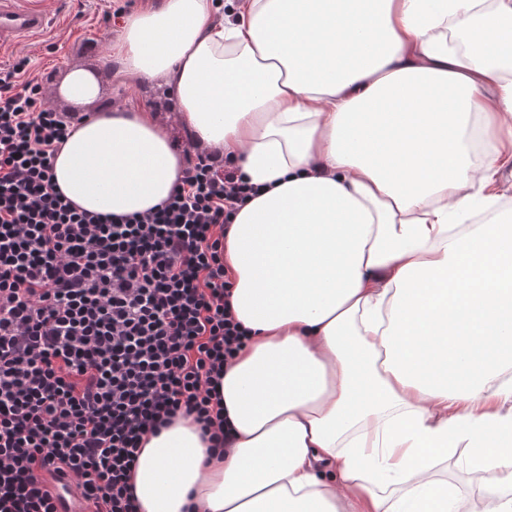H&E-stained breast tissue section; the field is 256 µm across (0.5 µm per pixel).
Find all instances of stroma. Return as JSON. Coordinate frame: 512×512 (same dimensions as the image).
Segmentation results:
<instances>
[{
	"instance_id": "35a3bbf8",
	"label": "stroma",
	"mask_w": 512,
	"mask_h": 512,
	"mask_svg": "<svg viewBox=\"0 0 512 512\" xmlns=\"http://www.w3.org/2000/svg\"><path fill=\"white\" fill-rule=\"evenodd\" d=\"M40 3L52 19L51 26L34 40L0 50V66L28 57L29 77L41 85L48 104L60 112L67 109L66 102L55 95L62 74L73 67L98 70L103 77L105 99L132 110L158 113L175 138H182L175 100L168 88L154 84L137 86L120 75L118 61L110 58V46L119 35L118 27L107 26L103 21L111 0H40Z\"/></svg>"
}]
</instances>
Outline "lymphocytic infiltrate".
<instances>
[{"label":"lymphocytic infiltrate","mask_w":512,"mask_h":512,"mask_svg":"<svg viewBox=\"0 0 512 512\" xmlns=\"http://www.w3.org/2000/svg\"><path fill=\"white\" fill-rule=\"evenodd\" d=\"M27 65L0 69V512H58L51 472L91 512H138L143 436L182 415L224 443L217 386L245 338L224 233L259 188L199 152L155 210L78 209L52 173L78 117Z\"/></svg>","instance_id":"lymphocytic-infiltrate-1"}]
</instances>
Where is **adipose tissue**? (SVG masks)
Masks as SVG:
<instances>
[{
  "instance_id": "1",
  "label": "adipose tissue",
  "mask_w": 512,
  "mask_h": 512,
  "mask_svg": "<svg viewBox=\"0 0 512 512\" xmlns=\"http://www.w3.org/2000/svg\"><path fill=\"white\" fill-rule=\"evenodd\" d=\"M111 52L260 187L224 237L233 441L146 436L139 512H467L435 475L456 448L495 477L480 512H512V0H159ZM59 91L95 107L53 162L79 209L171 195L156 113L84 68Z\"/></svg>"
}]
</instances>
